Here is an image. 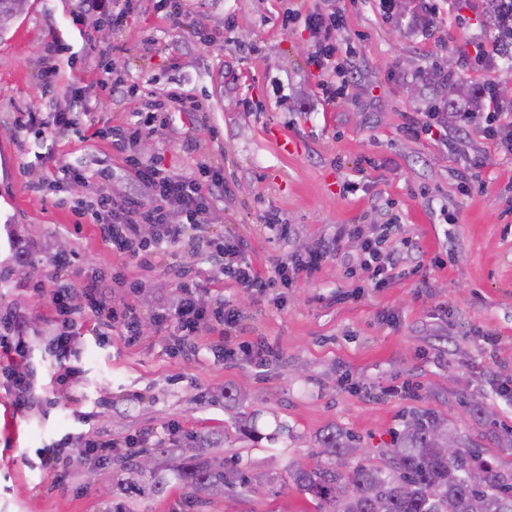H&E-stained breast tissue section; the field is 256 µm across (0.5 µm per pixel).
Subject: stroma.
<instances>
[{
    "label": "stroma",
    "mask_w": 512,
    "mask_h": 512,
    "mask_svg": "<svg viewBox=\"0 0 512 512\" xmlns=\"http://www.w3.org/2000/svg\"><path fill=\"white\" fill-rule=\"evenodd\" d=\"M431 2L433 22L413 32L394 25L380 0H355L336 34L356 51L350 92L326 106L308 65L316 38L282 22L294 0H186L189 28L151 0H134L118 32L85 14L83 0H31L0 40V273L9 278L0 307L23 313L40 338L30 363L44 401L20 413L0 388V512H315L288 462L334 465L319 443L334 427L356 436L363 463L382 465V449L415 410L447 420L469 447L512 470V447L497 441L512 431V392L502 389L512 385V217L502 216L512 207V156L474 126L449 145L401 131L405 114L428 111L438 98L426 78L434 61L461 64L476 85L512 84V70L496 55L476 61V50L494 45L480 9ZM201 30L219 41L204 46ZM50 69L58 76L47 90ZM173 91L197 99L201 112L192 123L146 131L139 152L162 156L176 173L201 164L223 171L228 189L206 222L240 241L256 270L328 241L340 224L387 225V247L411 239L422 264L406 265L388 287L365 288L346 272L360 254L351 241L296 287L248 294L208 260L193 232L177 266L126 267L95 225L76 224L72 213L99 181L74 184L62 168L104 161L111 190H121L127 178L112 130ZM32 112L38 123H29ZM58 112L69 113L72 127L52 136L45 124ZM46 155L57 167L47 181ZM364 156L374 165L361 173ZM476 157L486 166L461 190L459 176ZM349 182L357 192L344 191ZM268 212L290 225L289 237L264 223ZM20 235L31 244L28 266L15 259ZM63 253L72 260L66 271L56 264ZM437 256L444 266H433ZM118 267L144 289L133 294L113 282ZM82 272L110 282L114 307L135 304L141 340L130 347L117 335L77 337L79 381L65 388L43 343L58 330L50 292ZM185 275L206 286L203 303L237 308L238 339L272 346L262 366L214 356L215 332L197 337V356L168 352L155 316L175 304ZM91 411L95 420L84 422ZM173 423L178 432H169ZM91 430L116 442L108 461L71 447L58 467L42 465L46 449ZM142 433L147 471L123 447ZM194 454L231 461L250 488L209 496L184 486L170 467Z\"/></svg>",
    "instance_id": "35a3bbf8"
}]
</instances>
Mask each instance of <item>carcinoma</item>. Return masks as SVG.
<instances>
[{"instance_id": "cac0c4a2", "label": "carcinoma", "mask_w": 512, "mask_h": 512, "mask_svg": "<svg viewBox=\"0 0 512 512\" xmlns=\"http://www.w3.org/2000/svg\"><path fill=\"white\" fill-rule=\"evenodd\" d=\"M484 23L495 27L496 51L512 69V0H484ZM437 84H463L454 71L436 67ZM463 95L479 108L487 97L499 98L496 86L464 87ZM452 435L448 421L423 411L412 414L394 433L380 467L355 462L344 467L299 468L291 462L288 476L315 501L316 512H512V470L500 468L474 448L461 446L450 459L437 441ZM324 451L354 458L358 439L331 429L320 437ZM183 484L211 495L224 487L247 485L248 477L222 460H181L172 466Z\"/></svg>"}]
</instances>
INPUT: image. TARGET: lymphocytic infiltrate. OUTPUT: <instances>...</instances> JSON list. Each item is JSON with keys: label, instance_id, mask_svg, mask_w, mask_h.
<instances>
[{"label": "lymphocytic infiltrate", "instance_id": "obj_1", "mask_svg": "<svg viewBox=\"0 0 512 512\" xmlns=\"http://www.w3.org/2000/svg\"><path fill=\"white\" fill-rule=\"evenodd\" d=\"M287 18L293 22L304 21L319 36L317 49L309 60L319 75L317 96L326 103L335 101L341 87L336 83L339 70L334 34L343 25V14L317 4L304 10H292ZM150 124V119H140L114 132V143L124 156L129 177L147 190V197L118 195L104 186L86 211L101 239L125 255L129 263L143 268L174 259L175 247L188 231L201 228L204 215L225 190L223 174L209 166L201 165L195 171L178 175L160 163L142 161L135 148ZM448 124L459 130L469 125H482L485 138L503 154L512 155V121H503L498 102L493 98L487 99L479 112L417 113L408 117L402 131L407 137L417 139L434 135ZM147 225L155 229V236L150 240L142 236V229ZM348 240L360 243L359 268L364 283L374 288L386 287L398 265L397 254L384 252V236L366 233L361 224L337 225L330 248L319 247L304 257L275 261L264 274L244 258L242 244L224 240L218 234L206 238L204 244L210 260L223 266L225 277L236 287L260 293L273 285L291 287L310 275L328 251H340ZM179 291L173 312L156 316L158 324L169 328L179 353L195 354V337L211 331L216 323L223 325L225 339H232L239 317L235 306L221 300L215 307L204 306L200 297L206 288L192 279L182 280ZM51 301L64 327L50 343L60 364L59 385L68 386L78 379V370L71 365L70 357L82 328H89L91 335L104 339L119 334L130 346L140 341L138 313L130 306L120 312L113 310L112 299L104 292L99 278H88L76 286L54 288ZM30 349L26 316L12 309L0 315V354L7 359L0 367V387L10 394L14 407L20 411L33 408L39 402L33 391L34 374L28 368Z\"/></svg>", "mask_w": 512, "mask_h": 512}]
</instances>
